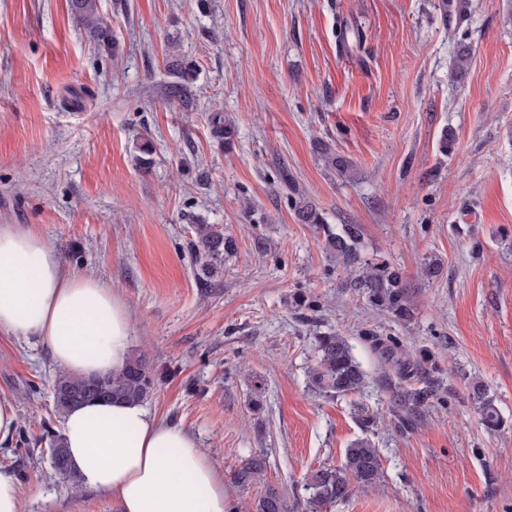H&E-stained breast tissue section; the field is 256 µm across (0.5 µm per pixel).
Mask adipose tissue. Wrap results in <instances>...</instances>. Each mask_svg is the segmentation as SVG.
<instances>
[{
  "label": "adipose tissue",
  "instance_id": "ef3b65f1",
  "mask_svg": "<svg viewBox=\"0 0 512 512\" xmlns=\"http://www.w3.org/2000/svg\"><path fill=\"white\" fill-rule=\"evenodd\" d=\"M0 334L34 337L61 371L120 370L134 314L112 287L68 268L33 224H0ZM62 438L80 489L111 494L121 512H228L224 475L195 437L140 402L70 408Z\"/></svg>",
  "mask_w": 512,
  "mask_h": 512
}]
</instances>
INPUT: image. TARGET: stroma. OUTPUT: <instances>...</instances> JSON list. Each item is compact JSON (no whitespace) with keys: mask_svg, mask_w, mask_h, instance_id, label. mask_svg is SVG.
Here are the masks:
<instances>
[{"mask_svg":"<svg viewBox=\"0 0 512 512\" xmlns=\"http://www.w3.org/2000/svg\"><path fill=\"white\" fill-rule=\"evenodd\" d=\"M98 3L110 54L69 0H0V224L37 225L126 301L132 351L157 378L149 410L196 438L237 512L256 495L231 481L244 458L265 454L268 483L303 512L307 474L359 438L383 477L327 512H512V0H468L453 24L439 0ZM460 44L472 61L458 80ZM173 47L197 71L189 109L167 93ZM218 111L235 126L226 148L210 134ZM302 199L332 227L360 225L363 262L402 270L412 320L351 288L322 232L295 220ZM199 224L236 242L211 277L188 248ZM330 331L352 345L363 391L309 387L314 338ZM375 336L431 359L442 390L412 420ZM56 373L39 340L0 335V398L21 417L0 465L25 512H119L50 467ZM477 382L498 430L480 421ZM314 150L324 160L326 166L346 178L351 177L354 171L353 164L347 158L336 154L330 146L320 141L314 142ZM473 398L478 405L482 424L489 430H496L502 421L493 400L487 397L486 389L481 384L473 385Z\"/></svg>","mask_w":512,"mask_h":512,"instance_id":"1","label":"stroma"}]
</instances>
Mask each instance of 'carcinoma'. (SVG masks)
Returning a JSON list of instances; mask_svg holds the SVG:
<instances>
[{
	"instance_id": "carcinoma-1",
	"label": "carcinoma",
	"mask_w": 512,
	"mask_h": 512,
	"mask_svg": "<svg viewBox=\"0 0 512 512\" xmlns=\"http://www.w3.org/2000/svg\"><path fill=\"white\" fill-rule=\"evenodd\" d=\"M71 10L77 25L87 32L93 41L103 49L112 46V34L104 25L98 10L97 0H71ZM471 62L470 48L460 46L452 59V71L462 77ZM173 77L168 85L169 97L188 107L191 100L188 85L194 70L191 65L173 60L169 65ZM211 136L221 145L232 142L234 131L231 122L224 119V113L210 115ZM315 152L329 168L349 178L353 164L347 158L336 154L332 148L320 141L314 143ZM294 216L300 224H313L323 232L325 247L345 267L362 268L354 287L368 294L369 300L377 307L390 313L394 318L408 321L413 316V307L403 288L401 273L386 265L361 267V229L357 224H343L333 230L325 223L322 214L311 204H295ZM234 238L215 230L210 224L196 227V238L192 241L195 254L210 268L224 262V256L235 251ZM371 342L380 351L382 358L399 367L398 374L406 376L413 372L422 386L405 387L395 383L390 387L392 403L395 407L411 412L428 405L439 391L437 381L432 377L426 361L415 366L403 360L394 347L373 336ZM307 377L312 390L325 397H337L358 392L365 384L366 374L353 356L348 340L339 333H328L316 337V356L308 368ZM154 377L145 359L137 356L128 360L125 367L116 375L98 378H80L65 372L57 373L52 391L59 392L61 398L54 403L58 414H64L71 406L95 398L122 399L144 402L152 395ZM473 398L478 405L482 424L489 430L501 425V418L493 400L487 397L481 384L473 385ZM267 464L262 456L245 459L233 472L232 482L244 491L256 485L266 489L250 503L249 512H288V501L277 489L266 485ZM382 468L379 451L369 440L360 439L346 448L340 465L321 467L309 474L304 484L308 497L304 499L305 512H325L334 503L351 497L355 489L367 488L380 482Z\"/></svg>"
}]
</instances>
